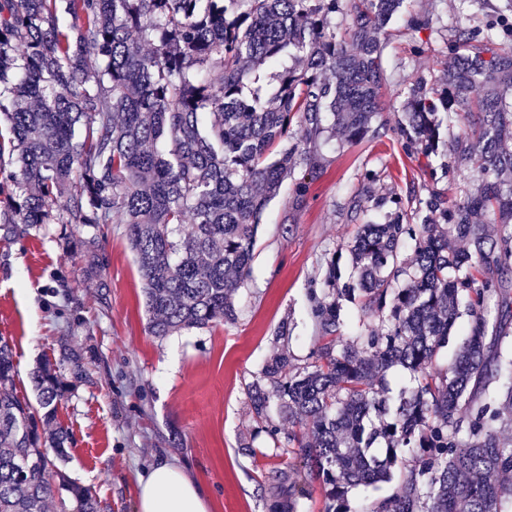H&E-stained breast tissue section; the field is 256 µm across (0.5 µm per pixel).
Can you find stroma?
Segmentation results:
<instances>
[{"label":"stroma","instance_id":"1","mask_svg":"<svg viewBox=\"0 0 512 512\" xmlns=\"http://www.w3.org/2000/svg\"><path fill=\"white\" fill-rule=\"evenodd\" d=\"M405 2L382 59L383 131L356 143L331 137L320 148L319 170L301 167L285 181L263 215L234 323L152 336L122 214H113L89 247L78 246L74 224H44L13 242L0 240V336L13 348L17 394L35 401L31 374L39 363L66 351L81 355L83 377L57 410L72 433L60 467L91 489L100 512H136L137 474L162 459L179 463L204 489L210 512H273L287 494L300 461L277 456L258 431L246 386L280 351L298 365L311 363L320 345L311 294L322 290L328 260L341 283L352 280L354 198L365 219L379 222L384 213L374 200L448 189L446 145L463 128L449 120L431 159L408 154L394 132L404 90L416 78L439 75L450 28L481 27L496 11L512 16V0H473L464 16L457 0ZM410 14L428 17V25L408 28ZM299 180L306 184L300 199ZM283 324L288 333L281 337Z\"/></svg>","mask_w":512,"mask_h":512}]
</instances>
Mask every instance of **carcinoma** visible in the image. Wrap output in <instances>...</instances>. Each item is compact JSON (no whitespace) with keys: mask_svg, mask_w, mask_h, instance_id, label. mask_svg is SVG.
Wrapping results in <instances>:
<instances>
[{"mask_svg":"<svg viewBox=\"0 0 512 512\" xmlns=\"http://www.w3.org/2000/svg\"><path fill=\"white\" fill-rule=\"evenodd\" d=\"M56 2L0 0V154L18 160L0 181V237L38 224L95 237L120 212L152 335L234 322L268 204L297 167H320L336 128L356 142L379 118L404 0H66V22ZM401 112L395 134L425 158L439 147L437 114L453 113L464 130L445 167L478 184H455L454 202L437 188L417 199L416 234L399 199L385 222L361 225L348 245L355 280L338 287L333 259L314 296L315 361L301 367L284 350L247 385L258 428L302 463L274 512H297L315 482L335 502L396 470L400 491L371 512H502L512 501V24L497 14L455 30L443 76L409 84ZM486 265L500 271L494 284L478 279ZM342 298L370 318L355 342L337 335ZM464 315L469 337L439 368ZM393 366L417 375L395 399L375 388ZM81 375L75 355L42 363L34 406L16 393L0 337V512H46L55 493L99 512L57 466L68 430L46 431ZM273 411L310 429L286 432Z\"/></svg>","mask_w":512,"mask_h":512,"instance_id":"1","label":"carcinoma"}]
</instances>
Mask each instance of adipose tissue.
Masks as SVG:
<instances>
[{
  "instance_id": "obj_1",
  "label": "adipose tissue",
  "mask_w": 512,
  "mask_h": 512,
  "mask_svg": "<svg viewBox=\"0 0 512 512\" xmlns=\"http://www.w3.org/2000/svg\"><path fill=\"white\" fill-rule=\"evenodd\" d=\"M136 512H209L201 486L182 466L160 461L139 473Z\"/></svg>"
}]
</instances>
